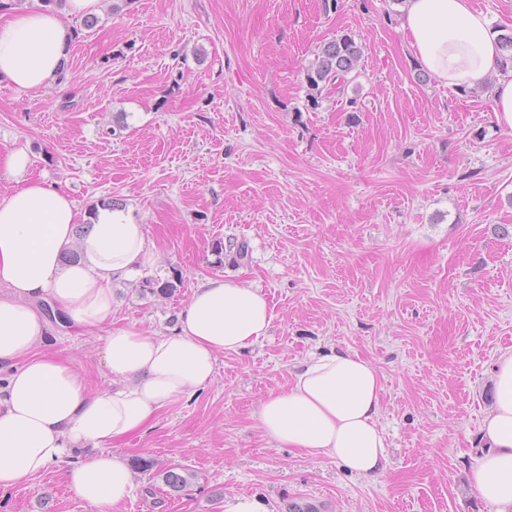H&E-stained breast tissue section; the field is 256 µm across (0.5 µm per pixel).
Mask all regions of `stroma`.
Listing matches in <instances>:
<instances>
[{"instance_id": "1", "label": "stroma", "mask_w": 512, "mask_h": 512, "mask_svg": "<svg viewBox=\"0 0 512 512\" xmlns=\"http://www.w3.org/2000/svg\"><path fill=\"white\" fill-rule=\"evenodd\" d=\"M57 81L0 79V157L67 188L80 214L112 201L160 260L116 283L112 323L171 334L206 277L254 284L267 337L217 361L215 380L117 443L135 470L111 512H222L257 493L321 512H494L469 481L491 405L490 369L512 350V128L490 75L450 88L399 30V0H102ZM362 49L342 94L312 96L323 44ZM245 244L246 257L230 252ZM170 294L144 291V282ZM91 390L108 387L99 335L50 327ZM358 353L381 375L384 475L308 449L275 448L255 418L314 353ZM188 479L168 494L162 473ZM0 512H96L55 467Z\"/></svg>"}]
</instances>
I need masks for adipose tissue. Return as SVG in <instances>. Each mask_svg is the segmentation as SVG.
Returning <instances> with one entry per match:
<instances>
[{"instance_id": "ef3b65f1", "label": "adipose tissue", "mask_w": 512, "mask_h": 512, "mask_svg": "<svg viewBox=\"0 0 512 512\" xmlns=\"http://www.w3.org/2000/svg\"><path fill=\"white\" fill-rule=\"evenodd\" d=\"M102 0H67L64 11L36 4L0 15V76L17 89L56 82L69 53L70 17L99 12ZM403 31L421 65L448 87L498 73L493 89L498 122L512 127V73L499 74L501 50L482 11L470 0H404ZM13 177L0 192V491L58 465L70 489L110 512L134 489L127 458L111 450L151 418L193 397L215 379L219 354L267 336L274 318L261 289L242 280L204 279L181 310L174 334L148 336L135 326L103 338L112 381L91 391L66 358L45 352L47 322L38 306L50 299L69 322L90 331L112 318L114 282L156 264L144 225L121 207H101L84 236L68 194L33 176L25 150L0 160ZM77 249L76 261L64 253ZM381 378L359 355L330 348L304 364L287 388L270 392L255 416L277 448L314 449L353 473L372 477L386 465L379 426ZM492 407L480 439L486 451L470 475L494 512H512V352L492 369ZM87 449L73 460L75 449Z\"/></svg>"}]
</instances>
